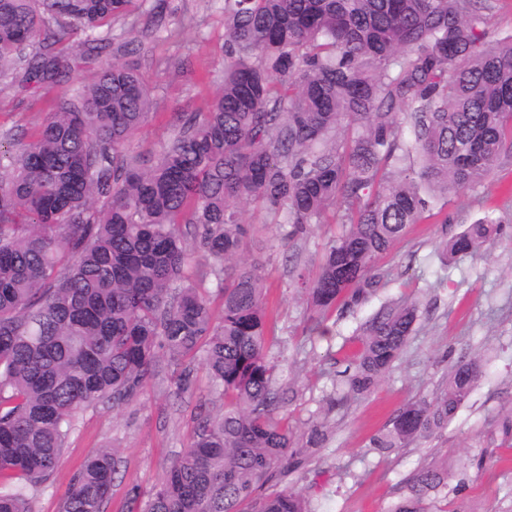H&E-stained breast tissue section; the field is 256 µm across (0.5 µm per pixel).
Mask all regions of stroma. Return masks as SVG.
<instances>
[{"mask_svg":"<svg viewBox=\"0 0 512 512\" xmlns=\"http://www.w3.org/2000/svg\"><path fill=\"white\" fill-rule=\"evenodd\" d=\"M171 5L176 13L166 17L164 29L142 21L129 34L130 58L156 100L154 116L130 145L145 161L160 153L184 114L209 109L224 69L222 0H172ZM71 64L69 81L33 95L0 87V134L10 133L19 146L32 141L47 113L91 83L104 61L84 59L76 50ZM488 216L505 225L504 235L476 255L442 261L443 239ZM244 218L250 231L242 259L260 268L274 324L267 344L273 378L295 392L281 415L300 464L277 475L265 492L301 489L314 512H389L421 465L486 448L497 462L479 479L468 480L463 496L473 512H512V446L491 435L489 426L512 412V156L501 158L489 179L449 193L444 206L411 225L377 262L375 293L353 309L318 314L291 284L294 269L316 272L340 225L314 224L294 237L290 225L274 223L260 208H248ZM406 299L417 301L422 315L393 368L368 395L331 405L332 381L357 352L365 323L384 304ZM317 321L318 332L312 329ZM464 353L483 358L485 377L448 428L385 456L370 451V437L403 405L439 391ZM223 403L198 360L184 394H176L172 380L152 378L130 404L78 412L61 463L34 499L33 512H60L76 468L103 447L119 449L123 458L104 512H137L129 489L149 496L186 448L201 409L216 411ZM319 422L326 423L328 437L321 447H307V434Z\"/></svg>","mask_w":512,"mask_h":512,"instance_id":"stroma-1","label":"stroma"}]
</instances>
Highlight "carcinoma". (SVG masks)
I'll return each mask as SVG.
<instances>
[{"mask_svg":"<svg viewBox=\"0 0 512 512\" xmlns=\"http://www.w3.org/2000/svg\"><path fill=\"white\" fill-rule=\"evenodd\" d=\"M495 0H224V77L203 116L183 121L145 162L129 145L154 107L112 22L161 23L169 0H0V80L66 77L62 39L112 58L62 98L35 138L0 150V512H33L79 410L135 401L162 366L189 390L203 353L224 409L205 413L141 512H312L304 493L257 495L295 465L279 416L259 269L236 262L243 207L292 225L329 209L344 231L317 272L296 275L317 311L350 308L409 224L448 192L488 179L512 152V37L484 41ZM491 218L443 243L473 255ZM193 240L207 261L186 274ZM223 298L220 317L208 286ZM420 307H382L333 386L364 396L406 347ZM462 356L435 396L405 404L370 440L379 453L448 427L482 378ZM483 450L420 467L389 512H430L454 473L484 471ZM121 457L101 448L77 469L61 512H103Z\"/></svg>","mask_w":512,"mask_h":512,"instance_id":"1","label":"carcinoma"}]
</instances>
